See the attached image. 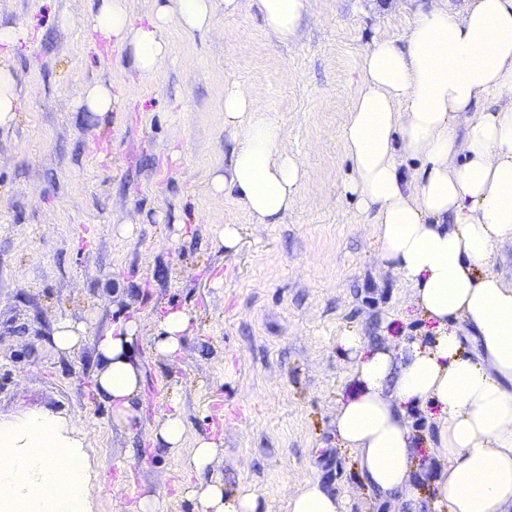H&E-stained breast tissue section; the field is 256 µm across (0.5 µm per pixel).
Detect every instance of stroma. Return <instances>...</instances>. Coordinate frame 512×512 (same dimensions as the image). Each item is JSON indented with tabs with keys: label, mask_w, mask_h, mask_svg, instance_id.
I'll use <instances>...</instances> for the list:
<instances>
[{
	"label": "stroma",
	"mask_w": 512,
	"mask_h": 512,
	"mask_svg": "<svg viewBox=\"0 0 512 512\" xmlns=\"http://www.w3.org/2000/svg\"><path fill=\"white\" fill-rule=\"evenodd\" d=\"M99 0H0V25L27 20L10 52L23 105L0 129V414L41 405L79 419L99 473L98 512H192L183 480L147 430L128 434L94 393L95 347L50 344L58 319L103 333L138 325L136 355L149 413L178 405L190 438L216 436L209 470L227 494L253 489L258 512H282L300 481L319 478L344 512H432L441 464L438 411L412 408L415 503L363 479L336 436L356 358L339 343L432 342L438 326L414 291L378 259L375 228L355 196L343 130L377 38L405 44L418 0H314L296 41L280 42L257 7L217 11L210 28L171 22L154 73L127 49L58 25ZM112 85V111L78 105L84 87ZM246 88L277 122L304 177L280 223L258 224L211 182L228 162L224 86ZM238 242L219 241L225 225ZM188 312L180 353L154 348L153 314Z\"/></svg>",
	"instance_id": "obj_1"
}]
</instances>
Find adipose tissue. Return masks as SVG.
Wrapping results in <instances>:
<instances>
[{
  "mask_svg": "<svg viewBox=\"0 0 512 512\" xmlns=\"http://www.w3.org/2000/svg\"><path fill=\"white\" fill-rule=\"evenodd\" d=\"M240 0H165L135 21L128 0H101L88 17L62 16L61 27L125 47L141 74L167 54L171 20L188 31L209 28L217 5ZM267 27L293 41L311 0H257ZM344 131L352 163L348 192L370 216L381 260L409 283L420 310L440 325L432 343L372 347L357 335L340 339L356 353V389L336 411V432L354 449L366 483L381 495L413 499L417 468L407 412L438 408L436 512H512V285L478 274L497 243L512 240V0H430L417 13L405 47L373 40ZM224 127L233 134L229 163L215 192L237 194L260 224L288 211L303 171L280 145L276 122L239 85L224 89ZM422 161L404 174L397 151ZM474 332L465 354L455 328ZM191 317L168 310L154 338L157 353L180 351ZM136 325L119 322L96 339L95 393L113 421L141 424L143 373L135 355ZM181 470L199 481L179 487L194 512H256L258 496H228L220 478L206 479L218 444L189 438L179 408L151 427ZM99 477L78 420L31 405L0 415V512H96ZM340 498L319 479H305L283 512H341Z\"/></svg>",
  "mask_w": 512,
  "mask_h": 512,
  "instance_id": "obj_1",
  "label": "adipose tissue"
}]
</instances>
